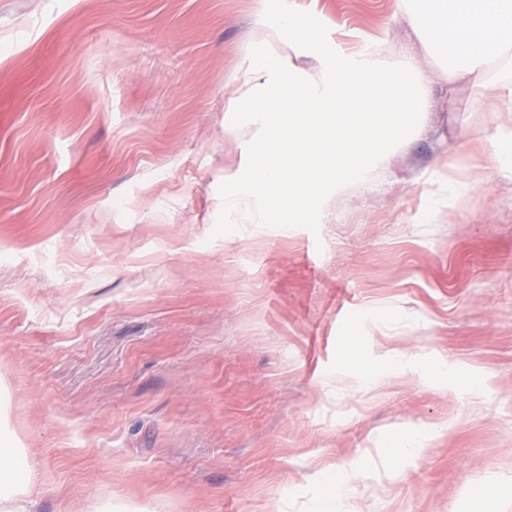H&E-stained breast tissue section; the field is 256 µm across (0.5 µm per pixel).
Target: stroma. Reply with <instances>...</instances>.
I'll return each mask as SVG.
<instances>
[{"label": "stroma", "instance_id": "1", "mask_svg": "<svg viewBox=\"0 0 512 512\" xmlns=\"http://www.w3.org/2000/svg\"><path fill=\"white\" fill-rule=\"evenodd\" d=\"M288 3L431 106L317 231L217 237L258 130L224 105L254 45L295 56L255 0H0V451L34 512H322L326 469L345 512H512V113L449 94L398 0ZM351 335L401 367L346 375ZM422 448V440L415 434H409L399 441L397 446L388 448V455L395 463L402 464ZM321 482L324 486V512H341L339 505L348 497L352 488L344 476L338 471L325 470L321 473ZM336 505V508H335Z\"/></svg>", "mask_w": 512, "mask_h": 512}]
</instances>
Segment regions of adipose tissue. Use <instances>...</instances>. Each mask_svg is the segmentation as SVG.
Instances as JSON below:
<instances>
[{
	"instance_id": "ef3b65f1",
	"label": "adipose tissue",
	"mask_w": 512,
	"mask_h": 512,
	"mask_svg": "<svg viewBox=\"0 0 512 512\" xmlns=\"http://www.w3.org/2000/svg\"><path fill=\"white\" fill-rule=\"evenodd\" d=\"M426 22L415 25L421 42L443 32L461 62L445 68L449 93L468 79L478 93L496 91L512 112V0H428Z\"/></svg>"
}]
</instances>
